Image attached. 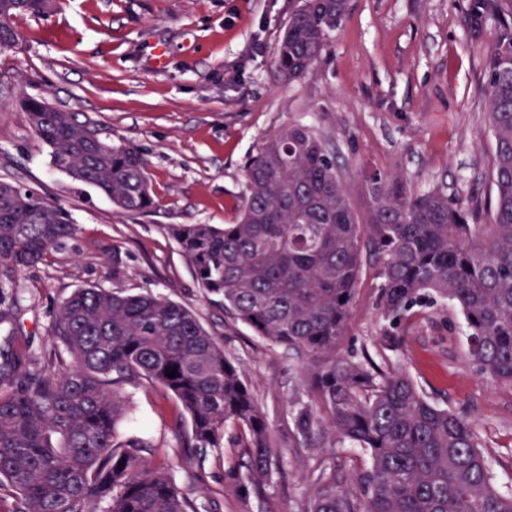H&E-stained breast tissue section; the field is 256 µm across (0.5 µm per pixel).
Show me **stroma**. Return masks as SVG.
Returning <instances> with one entry per match:
<instances>
[{"label": "stroma", "mask_w": 512, "mask_h": 512, "mask_svg": "<svg viewBox=\"0 0 512 512\" xmlns=\"http://www.w3.org/2000/svg\"><path fill=\"white\" fill-rule=\"evenodd\" d=\"M296 0H56L48 16H24L22 48L0 50V177L46 193L79 231L22 271L12 288L19 336L33 356L63 353L48 334L60 303L79 288L152 290L186 305L234 358L264 411L281 457L271 482L241 491V448L188 454L175 399L147 381L125 386L133 406L121 431L145 438L199 512H304L321 460L336 484L361 499L369 468L358 448H298L290 402L299 368L286 347L225 318L197 284L167 224H230L246 193L244 167L286 124L312 126L336 158L360 223L370 218L373 174L399 177L413 193L442 190L479 223L494 195V142L483 89L486 44L463 27L466 0H348L322 57L302 77L275 66ZM167 61L157 65L156 46ZM28 97L85 112L137 146L156 205L118 213L95 188L53 168L23 108ZM126 276L112 279L113 262ZM380 266L365 263L345 355H371L408 373L429 398L475 424L497 488L512 493V385L493 382L467 355L453 304H424L400 321L383 317Z\"/></svg>", "instance_id": "obj_1"}]
</instances>
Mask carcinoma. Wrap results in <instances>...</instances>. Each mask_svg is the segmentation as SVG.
Here are the masks:
<instances>
[{"label": "carcinoma", "instance_id": "1", "mask_svg": "<svg viewBox=\"0 0 512 512\" xmlns=\"http://www.w3.org/2000/svg\"><path fill=\"white\" fill-rule=\"evenodd\" d=\"M346 0H297L275 65L288 79L326 51ZM45 15L41 0H0V49L23 45L22 16ZM464 27L489 41L483 69L494 186L487 223L437 190L414 194L398 180L369 181L370 223L360 224L333 154L314 129L285 125L245 165L246 196L232 224H166L199 287L224 313L300 363L290 414L298 448L351 443L370 468L356 501L320 464L305 512H512L493 484L472 423L430 401L405 373L337 353L346 336L362 250L381 262L384 318L395 321L427 298L450 301L480 372L512 385V0H467ZM53 166L89 185L120 213L151 210L148 163L123 138L102 143L83 112H49L24 101ZM77 232L58 202L0 180V326L10 355L0 361V489L15 512H196L167 468L140 455L146 443L119 423L132 406L123 386L140 380L171 394L188 418L183 447H224L238 431L246 483L272 479L268 424L239 367L189 307L146 290L79 288L60 304L49 336L70 365L39 364L18 342L4 289ZM177 370L174 378L167 376Z\"/></svg>", "mask_w": 512, "mask_h": 512}]
</instances>
